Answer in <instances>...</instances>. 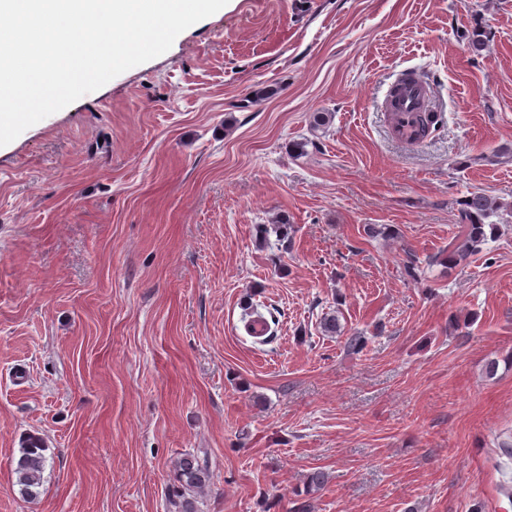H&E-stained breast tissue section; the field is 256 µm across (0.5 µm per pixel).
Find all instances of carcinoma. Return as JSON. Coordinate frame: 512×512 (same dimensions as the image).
<instances>
[{
  "mask_svg": "<svg viewBox=\"0 0 512 512\" xmlns=\"http://www.w3.org/2000/svg\"><path fill=\"white\" fill-rule=\"evenodd\" d=\"M411 127L414 138L422 139L431 134L436 117L431 112H412ZM495 202L490 196L474 191L464 199L458 210L460 231L448 244V265L459 264L483 251L487 241L485 220L494 212ZM261 240L275 234L278 239L288 235V219L275 224L258 225ZM45 445L42 438L30 435L22 441L19 454L14 459L16 482L27 496L36 494L47 465ZM174 482L178 483L174 506L177 512H197L195 494L204 491L210 483V471L206 460L194 452L180 454L173 463ZM328 473L315 469L305 475L306 494L321 490L328 482Z\"/></svg>",
  "mask_w": 512,
  "mask_h": 512,
  "instance_id": "1",
  "label": "carcinoma"
}]
</instances>
